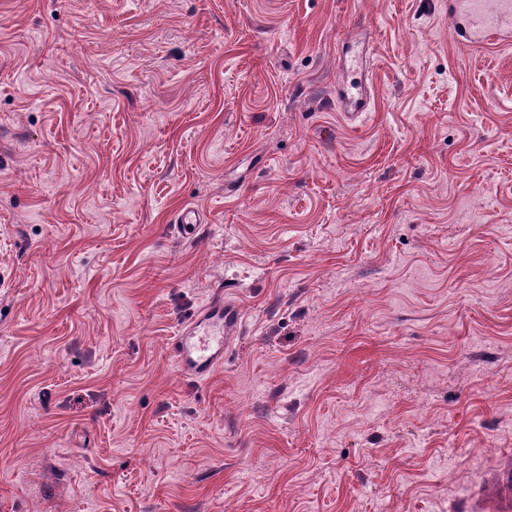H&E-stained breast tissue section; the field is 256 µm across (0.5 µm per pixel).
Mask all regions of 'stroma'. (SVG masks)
<instances>
[{"mask_svg":"<svg viewBox=\"0 0 512 512\" xmlns=\"http://www.w3.org/2000/svg\"><path fill=\"white\" fill-rule=\"evenodd\" d=\"M447 14L0 0V512H487L512 48ZM219 291L242 327L196 381L170 344ZM342 112H367L370 107V95L366 85L362 82L341 88L336 97Z\"/></svg>","mask_w":512,"mask_h":512,"instance_id":"1","label":"stroma"}]
</instances>
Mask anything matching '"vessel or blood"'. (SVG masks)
<instances>
[{
  "label": "vessel or blood",
  "instance_id": "1",
  "mask_svg": "<svg viewBox=\"0 0 512 512\" xmlns=\"http://www.w3.org/2000/svg\"><path fill=\"white\" fill-rule=\"evenodd\" d=\"M448 24L463 44L501 49L512 45V0H448ZM341 111L361 113L370 107L364 83L341 89ZM242 324L237 308L215 297L195 319L182 325L172 351L185 375L203 379L224 362V339Z\"/></svg>",
  "mask_w": 512,
  "mask_h": 512
}]
</instances>
